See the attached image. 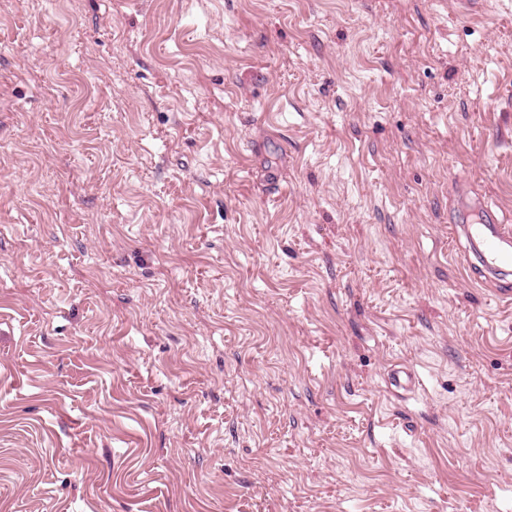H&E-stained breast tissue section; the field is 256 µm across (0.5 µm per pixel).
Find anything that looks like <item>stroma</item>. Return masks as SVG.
I'll return each mask as SVG.
<instances>
[{"label": "stroma", "mask_w": 512, "mask_h": 512, "mask_svg": "<svg viewBox=\"0 0 512 512\" xmlns=\"http://www.w3.org/2000/svg\"><path fill=\"white\" fill-rule=\"evenodd\" d=\"M484 201L512 0H0V512H512Z\"/></svg>", "instance_id": "35a3bbf8"}]
</instances>
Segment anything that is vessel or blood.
<instances>
[{
  "mask_svg": "<svg viewBox=\"0 0 512 512\" xmlns=\"http://www.w3.org/2000/svg\"><path fill=\"white\" fill-rule=\"evenodd\" d=\"M460 230L477 243L476 259L486 276H498L512 268V219L498 217L484 207L478 223L461 225Z\"/></svg>",
  "mask_w": 512,
  "mask_h": 512,
  "instance_id": "vessel-or-blood-1",
  "label": "vessel or blood"
}]
</instances>
